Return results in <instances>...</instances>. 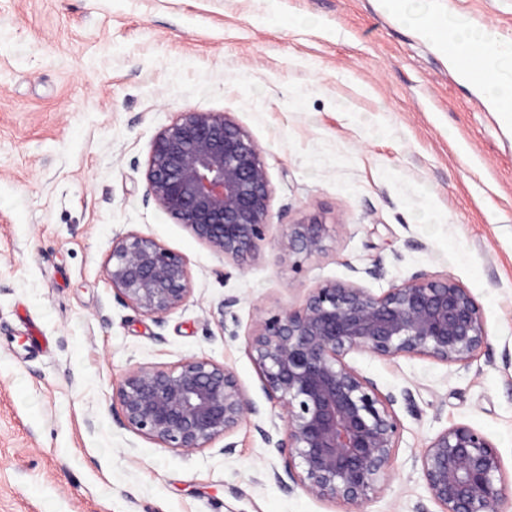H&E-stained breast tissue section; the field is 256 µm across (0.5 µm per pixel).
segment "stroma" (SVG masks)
Returning a JSON list of instances; mask_svg holds the SVG:
<instances>
[{
	"mask_svg": "<svg viewBox=\"0 0 512 512\" xmlns=\"http://www.w3.org/2000/svg\"><path fill=\"white\" fill-rule=\"evenodd\" d=\"M409 7L0 0V512H344L275 480L288 456L255 425L279 409L247 335L319 283L378 294L417 272L470 290L491 348L466 366L349 355L399 398L388 485L363 510L439 512L420 456L459 423L498 448L512 483V123L421 27L434 11L512 41V0ZM193 109L227 113L262 152L270 226L241 265L144 202L154 137ZM313 216L324 251L281 258L285 225ZM130 230L188 261L191 295L162 318L107 276ZM376 263L382 276L366 275ZM190 357L232 368L262 417L189 454L119 425L126 370Z\"/></svg>",
	"mask_w": 512,
	"mask_h": 512,
	"instance_id": "1",
	"label": "stroma"
}]
</instances>
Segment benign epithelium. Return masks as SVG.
<instances>
[{
    "instance_id": "7a95c632",
    "label": "benign epithelium",
    "mask_w": 512,
    "mask_h": 512,
    "mask_svg": "<svg viewBox=\"0 0 512 512\" xmlns=\"http://www.w3.org/2000/svg\"><path fill=\"white\" fill-rule=\"evenodd\" d=\"M145 180V202L217 255L242 264L266 240L271 185L261 150L226 113L189 110L158 132ZM325 237V224L311 217L287 225L277 248L288 258H308L324 250ZM107 275L125 301L158 319L191 294L186 259L137 231L112 240ZM488 341L481 306L450 276L417 272L381 294L352 281L320 283L300 307L260 317L247 335L263 390L283 422L256 428L268 447L300 458L286 466L295 486L358 506L385 491L401 424L395 396L382 394L346 357L360 351L466 365ZM116 397L122 426L184 452L261 415L231 368L197 357L173 370L131 368ZM420 463L440 512H507L502 459L480 431L464 424L443 430Z\"/></svg>"
}]
</instances>
